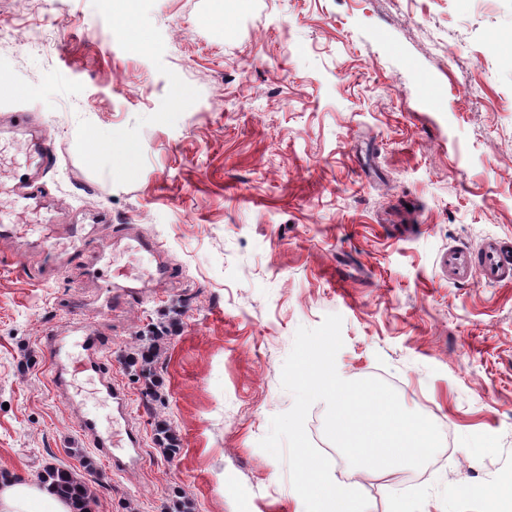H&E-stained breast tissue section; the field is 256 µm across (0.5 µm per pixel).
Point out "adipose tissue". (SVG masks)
Instances as JSON below:
<instances>
[{"mask_svg": "<svg viewBox=\"0 0 512 512\" xmlns=\"http://www.w3.org/2000/svg\"><path fill=\"white\" fill-rule=\"evenodd\" d=\"M0 512H75L72 502L51 486L18 473L0 476Z\"/></svg>", "mask_w": 512, "mask_h": 512, "instance_id": "obj_1", "label": "adipose tissue"}]
</instances>
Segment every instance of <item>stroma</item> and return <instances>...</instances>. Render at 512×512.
<instances>
[{"label":"stroma","instance_id":"stroma-1","mask_svg":"<svg viewBox=\"0 0 512 512\" xmlns=\"http://www.w3.org/2000/svg\"><path fill=\"white\" fill-rule=\"evenodd\" d=\"M0 78V141L57 153L40 221L0 202V469H70L92 512H295L258 442L293 405L298 327L336 313L339 375L385 380L450 438L419 469L353 467L315 403L337 485L371 512H491L512 483V285L454 283L440 257L512 238V0H0ZM61 213L157 241L174 282L107 306V261L43 239ZM80 303L141 430L127 474L52 393L42 347ZM155 328L148 376L131 359Z\"/></svg>","mask_w":512,"mask_h":512}]
</instances>
